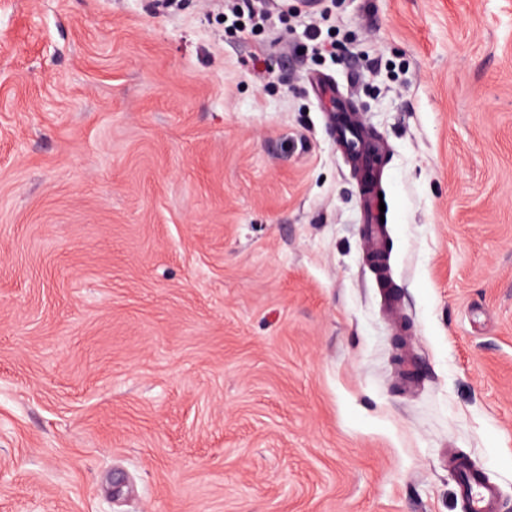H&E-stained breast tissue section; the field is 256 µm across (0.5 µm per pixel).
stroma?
I'll return each instance as SVG.
<instances>
[{"mask_svg": "<svg viewBox=\"0 0 512 512\" xmlns=\"http://www.w3.org/2000/svg\"><path fill=\"white\" fill-rule=\"evenodd\" d=\"M223 15L0 0V512H512V0ZM459 495L466 512H497L500 491L485 475L477 470L470 471L459 485Z\"/></svg>", "mask_w": 512, "mask_h": 512, "instance_id": "obj_1", "label": "stroma"}]
</instances>
